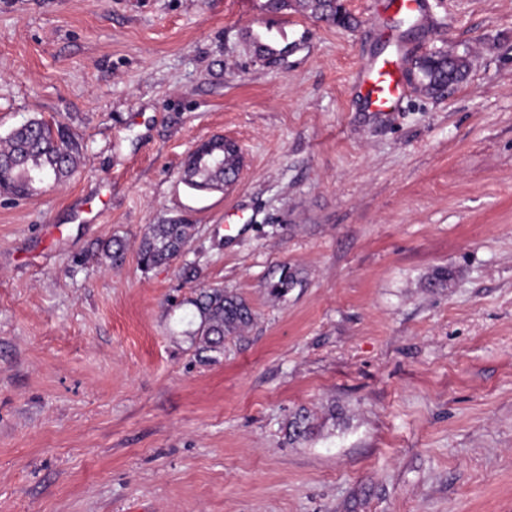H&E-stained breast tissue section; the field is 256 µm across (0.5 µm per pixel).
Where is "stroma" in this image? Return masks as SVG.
<instances>
[{
  "mask_svg": "<svg viewBox=\"0 0 512 512\" xmlns=\"http://www.w3.org/2000/svg\"><path fill=\"white\" fill-rule=\"evenodd\" d=\"M420 2L342 0L341 28L267 0H0V137L55 120L82 152L0 194V512H512V0ZM399 47L466 76L370 111L357 73ZM214 137L243 167L199 192L183 163ZM178 218L182 257L143 270ZM215 287L255 313L220 352L194 338ZM194 225L181 220L149 225L138 248L139 263L148 270L178 259L193 236Z\"/></svg>",
  "mask_w": 512,
  "mask_h": 512,
  "instance_id": "stroma-1",
  "label": "stroma"
}]
</instances>
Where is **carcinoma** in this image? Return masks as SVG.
<instances>
[{
    "label": "carcinoma",
    "instance_id": "1",
    "mask_svg": "<svg viewBox=\"0 0 512 512\" xmlns=\"http://www.w3.org/2000/svg\"><path fill=\"white\" fill-rule=\"evenodd\" d=\"M320 21L342 27H352L356 20L345 10L341 0H299ZM421 85L428 90L456 81L464 67L457 58L438 52L421 59L418 64ZM81 161L79 143L70 138L61 123L31 119L12 130L0 141V193L24 197L35 192V181L58 185L77 169ZM185 182L203 191L224 186V179L235 173L231 165L218 167L203 146H198L184 164ZM194 225L181 220L167 224H151L144 232L138 248L139 263L148 270L167 265L178 259L193 236ZM104 254L119 264L124 259L125 244L114 238L102 245ZM296 284L293 273L283 271L278 281L270 285V293L282 296ZM200 318L195 335L203 348L218 351L229 336H240L254 321V312L241 296L222 288H206L194 301ZM289 437L305 439L315 426L307 412L300 411L289 422Z\"/></svg>",
    "mask_w": 512,
    "mask_h": 512
}]
</instances>
